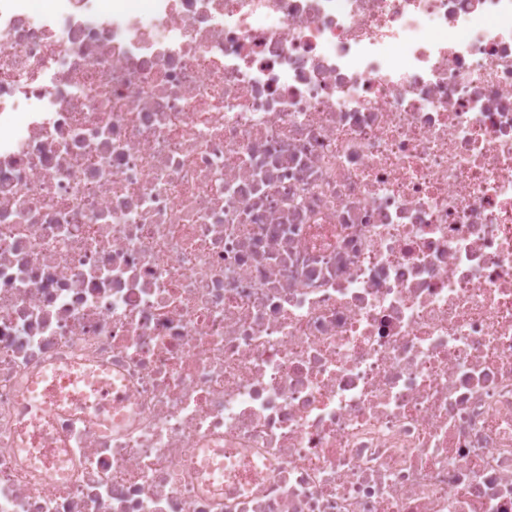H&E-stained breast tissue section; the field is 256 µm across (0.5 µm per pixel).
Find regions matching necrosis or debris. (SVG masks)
I'll return each instance as SVG.
<instances>
[{"instance_id": "obj_1", "label": "necrosis or debris", "mask_w": 512, "mask_h": 512, "mask_svg": "<svg viewBox=\"0 0 512 512\" xmlns=\"http://www.w3.org/2000/svg\"><path fill=\"white\" fill-rule=\"evenodd\" d=\"M147 2L0 0V512H512V0Z\"/></svg>"}]
</instances>
